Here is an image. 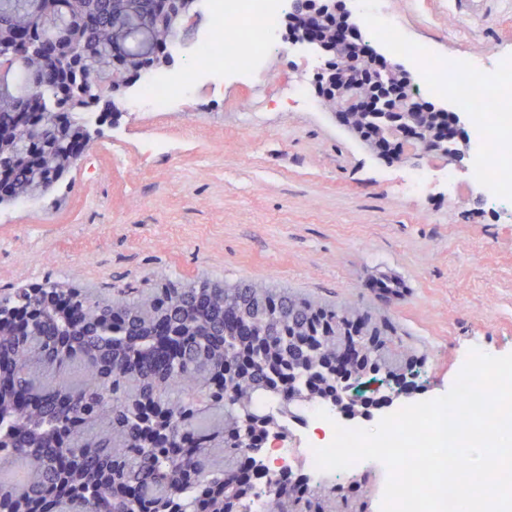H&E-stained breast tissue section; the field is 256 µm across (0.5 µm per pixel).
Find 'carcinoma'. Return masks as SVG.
<instances>
[{
    "label": "carcinoma",
    "instance_id": "cac0c4a2",
    "mask_svg": "<svg viewBox=\"0 0 512 512\" xmlns=\"http://www.w3.org/2000/svg\"><path fill=\"white\" fill-rule=\"evenodd\" d=\"M52 2L34 9L30 0H0V47L14 27L53 47L61 19L82 39L64 74L69 91L89 76L104 90L114 77L130 85L171 43L158 0H123L118 11L112 0H65L60 15ZM19 99L1 80L6 203L42 199L89 135L82 113L51 111L32 123ZM356 117L351 132L365 143L376 131L373 113ZM40 288L37 297L0 289V314L13 325L0 335V386L9 395L0 401V477L32 468L22 503L0 483V512H248L262 484L270 512H359L364 483L345 492L303 474L272 479L253 468L252 453L283 429L281 409H259L282 384L300 404L335 397L353 368L403 374L386 314L262 282L172 283L111 300L75 298L49 278ZM226 308L240 310L252 342L239 343L238 327L222 323Z\"/></svg>",
    "mask_w": 512,
    "mask_h": 512
}]
</instances>
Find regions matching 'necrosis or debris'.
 <instances>
[{
	"mask_svg": "<svg viewBox=\"0 0 512 512\" xmlns=\"http://www.w3.org/2000/svg\"><path fill=\"white\" fill-rule=\"evenodd\" d=\"M367 25L389 57L405 58L422 76L426 93L448 94L467 112L472 127V158L464 174L441 172L449 190L459 184L479 186L490 204L512 202V55H494L492 62L472 55L442 56L424 45L413 43L398 16L383 0H358ZM216 29L203 34L192 50V68L176 72H153L142 81L137 104L152 112L170 111L190 88L201 84L214 87L225 80L257 81L266 71V60L276 38L278 23L288 0H205ZM317 404L298 408L297 418H284L292 437L267 441L264 462L271 475L297 470L317 482L328 480L327 472L315 465V449L327 446L334 437L327 419L316 416Z\"/></svg>",
	"mask_w": 512,
	"mask_h": 512,
	"instance_id": "1",
	"label": "necrosis or debris"
}]
</instances>
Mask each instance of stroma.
Wrapping results in <instances>:
<instances>
[{"label": "stroma", "mask_w": 512, "mask_h": 512, "mask_svg": "<svg viewBox=\"0 0 512 512\" xmlns=\"http://www.w3.org/2000/svg\"><path fill=\"white\" fill-rule=\"evenodd\" d=\"M409 37L451 56L512 50V0L462 18L449 0H394ZM280 32L270 68L315 83ZM255 87L195 88L171 112L98 122L94 149L33 209L0 207V289L52 278L100 292L263 281L384 310L421 364L413 402L446 394L470 350L512 353V217L405 189L411 166L369 151L319 109L259 107ZM383 275L401 289L373 288Z\"/></svg>", "instance_id": "stroma-1"}]
</instances>
